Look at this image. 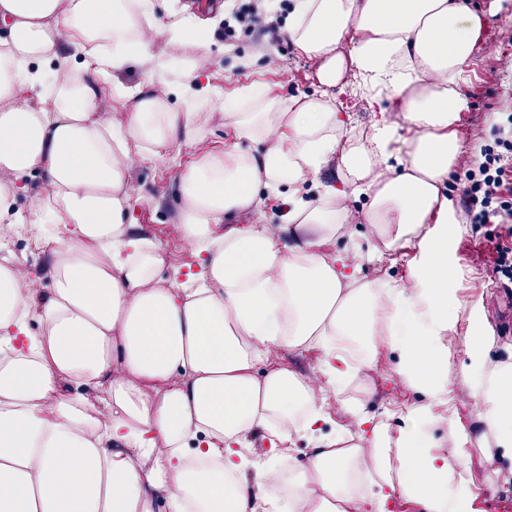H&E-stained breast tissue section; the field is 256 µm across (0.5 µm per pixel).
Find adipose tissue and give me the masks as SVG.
I'll return each instance as SVG.
<instances>
[{
    "label": "adipose tissue",
    "instance_id": "obj_1",
    "mask_svg": "<svg viewBox=\"0 0 512 512\" xmlns=\"http://www.w3.org/2000/svg\"><path fill=\"white\" fill-rule=\"evenodd\" d=\"M0 23L9 34L0 187L41 170L58 207L38 221L68 224L46 240L50 290L23 266L0 265V512H155L160 501L167 512H257L274 479L295 487L309 512H387L396 490L417 512H479L455 415L444 419L445 455L431 435L443 420L433 406L416 408L393 442L361 411L336 439L317 437L326 395L347 374L334 335L360 340L370 360L382 346L400 351L398 376L436 404L448 392L443 338L457 324L459 265L445 183L467 108L460 89L485 27L471 0H295L287 33L318 60L319 84L336 86L354 64L391 91L411 135L381 121L366 145L338 152L347 123L328 94L234 113L236 137L264 149L210 152L182 173V219L169 231L205 261L199 280L162 287L164 254L132 233L126 184L143 153L162 159L196 139L194 113L172 109L154 86L171 47L207 28L190 15L157 17L151 0H0ZM346 39L345 57L336 46ZM130 66L144 73L131 108H105L103 80ZM40 87L50 107L32 105ZM334 154L341 186L322 187L316 203L298 197L296 184ZM262 187L287 189L282 223L230 224ZM355 193L370 194L368 221L390 245L416 239L406 282L351 288L339 257L323 256ZM305 224L322 236L302 238ZM33 319L40 335L28 332ZM484 329L483 306L471 302L460 383L512 460V367L490 362ZM272 347L320 348L318 374L275 365L255 376ZM258 426L277 440H311L304 467L290 469L274 448L250 480L225 485L247 465L238 444ZM367 450L378 489L369 499L352 492L347 468Z\"/></svg>",
    "mask_w": 512,
    "mask_h": 512
}]
</instances>
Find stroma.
Returning <instances> with one entry per match:
<instances>
[{
  "label": "stroma",
  "instance_id": "35a3bbf8",
  "mask_svg": "<svg viewBox=\"0 0 512 512\" xmlns=\"http://www.w3.org/2000/svg\"><path fill=\"white\" fill-rule=\"evenodd\" d=\"M476 2L487 15L485 38L474 50L471 80L462 89L468 107L459 129L461 145L471 148L491 141L493 123L500 120L502 113H512V0ZM190 8L199 19L212 20L210 35L202 43L185 41L177 50L167 82L156 85L155 90L175 110H183L184 68L189 60L202 54L210 61V87L219 93L221 100L207 102L199 108V134L194 142L172 147L166 162L150 158L141 161L129 180L135 199L130 212L134 231L139 237L162 244L167 260L162 277L166 280L177 274L199 271L201 265L200 257L168 232L169 224L181 215L179 177L185 165L195 155L213 149L235 147L257 152L263 148L257 141L236 139L232 127L225 123L223 100L237 101L239 111L255 112L260 108L259 101L245 95L251 87L262 88L269 97L285 103L303 102L318 97L321 92L316 63L304 57L290 39H282L278 48L265 53L257 49L253 35L239 31L234 38L225 39V20L215 11L212 0H197ZM331 94L348 108L355 138H362L383 115L397 125L405 123L394 98L385 96L379 102H372L355 68L345 71ZM51 203L52 193L42 172L31 171L13 194L11 211L20 220L15 242L0 244V264L26 262L46 289L51 288L52 281L45 239L55 227L38 223L37 217ZM370 203V197L365 195L350 201L348 223L327 242L326 249L359 264L361 281L377 278L405 281L407 262L414 254L416 242L410 239L398 247H386L374 225L367 221ZM460 230L456 307L463 313L470 301L481 300L489 358L495 364H512V294L485 276L489 254L482 231L465 223ZM398 361V352L385 350L373 367L352 370L334 400L342 414L322 424L323 435L335 437L346 423L345 413L359 408L384 426L390 437H398L407 413L431 401L424 391L409 387L397 376ZM454 410L470 439L464 469L474 478L478 505L482 512H504L505 505H512V462L502 458L495 435L478 417L474 400L455 405Z\"/></svg>",
  "mask_w": 512,
  "mask_h": 512
}]
</instances>
